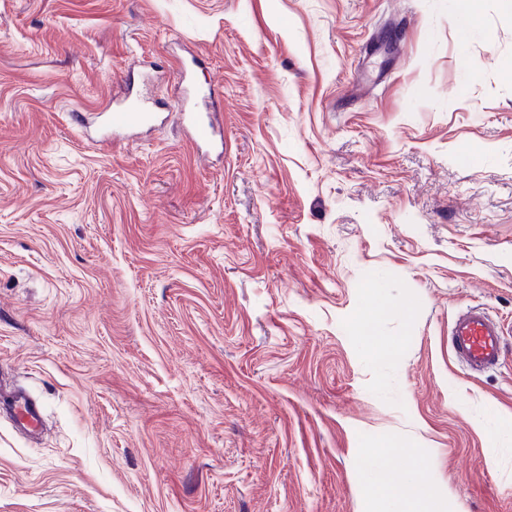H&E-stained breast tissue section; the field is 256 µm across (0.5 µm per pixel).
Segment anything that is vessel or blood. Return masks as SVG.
I'll use <instances>...</instances> for the list:
<instances>
[{"mask_svg":"<svg viewBox=\"0 0 512 512\" xmlns=\"http://www.w3.org/2000/svg\"><path fill=\"white\" fill-rule=\"evenodd\" d=\"M212 107L209 101L200 111L190 102L180 106L187 138L196 149L212 144L218 134ZM148 117L144 107L135 103L113 107L105 115L108 133L101 136V143H111L112 139L135 131ZM504 336L503 326L485 309L469 307L462 310L451 325L450 349L472 373L481 374L501 364ZM4 405L10 407L12 421L18 430L34 434L42 431L43 408L28 393L0 387V407Z\"/></svg>","mask_w":512,"mask_h":512,"instance_id":"vessel-or-blood-1","label":"vessel or blood"}]
</instances>
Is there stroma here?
<instances>
[{
	"label": "stroma",
	"mask_w": 512,
	"mask_h": 512,
	"mask_svg": "<svg viewBox=\"0 0 512 512\" xmlns=\"http://www.w3.org/2000/svg\"><path fill=\"white\" fill-rule=\"evenodd\" d=\"M131 92L163 123L73 124ZM469 306L512 326L498 0H0V382L47 425L0 412V512H381L390 452L428 512H512V335L471 373ZM212 108L210 95L204 103L203 111H196L192 101L182 102L180 105L187 138L197 151L212 144L218 133L221 137L214 122L215 112H211ZM505 334L504 327L485 309L467 307L451 325L450 349L472 373L482 374L501 364ZM7 404L11 409L12 421L24 433H40L44 427L42 406L22 390H6L0 384V409Z\"/></svg>",
	"instance_id": "stroma-1"
}]
</instances>
